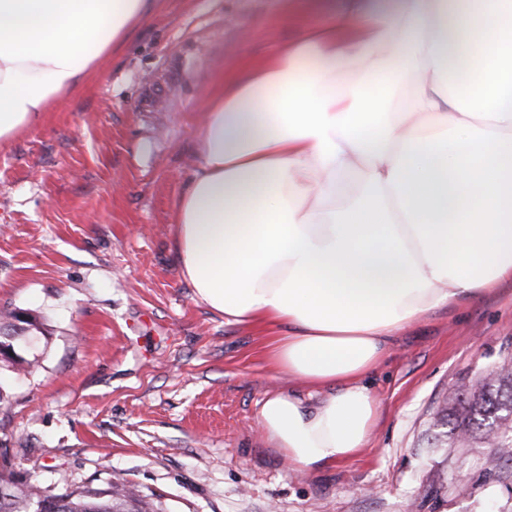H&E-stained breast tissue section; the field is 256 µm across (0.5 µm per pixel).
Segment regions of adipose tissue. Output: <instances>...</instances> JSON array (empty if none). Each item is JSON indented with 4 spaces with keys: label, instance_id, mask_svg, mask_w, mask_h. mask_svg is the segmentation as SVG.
<instances>
[{
    "label": "adipose tissue",
    "instance_id": "obj_1",
    "mask_svg": "<svg viewBox=\"0 0 512 512\" xmlns=\"http://www.w3.org/2000/svg\"><path fill=\"white\" fill-rule=\"evenodd\" d=\"M158 0H0V145L80 91ZM297 40L209 95L174 207L182 278L266 323L272 447H366V380L426 314L512 279V0H306ZM470 78L449 81V67Z\"/></svg>",
    "mask_w": 512,
    "mask_h": 512
}]
</instances>
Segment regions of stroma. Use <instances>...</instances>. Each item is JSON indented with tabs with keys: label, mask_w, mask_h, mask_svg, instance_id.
<instances>
[{
	"label": "stroma",
	"mask_w": 512,
	"mask_h": 512,
	"mask_svg": "<svg viewBox=\"0 0 512 512\" xmlns=\"http://www.w3.org/2000/svg\"><path fill=\"white\" fill-rule=\"evenodd\" d=\"M278 0H162L78 93L0 146V312L40 326L0 367V460L41 487L126 483L163 512H512V461L438 419L512 369V281L402 330L371 375L376 428L314 475L262 434L288 378L263 324L228 325L183 280L174 203L217 79L298 34ZM474 487L462 491L457 475Z\"/></svg>",
	"instance_id": "35a3bbf8"
}]
</instances>
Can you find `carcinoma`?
<instances>
[{
  "label": "carcinoma",
  "mask_w": 512,
  "mask_h": 512,
  "mask_svg": "<svg viewBox=\"0 0 512 512\" xmlns=\"http://www.w3.org/2000/svg\"><path fill=\"white\" fill-rule=\"evenodd\" d=\"M512 415V372L492 370L477 386L461 394L451 411L442 415L447 434L463 439H491L504 452L486 459L494 469L512 456V429L504 428ZM0 512H161L153 496L124 484L108 482L104 488L66 487L55 493L20 481L13 472L0 469Z\"/></svg>",
  "instance_id": "cac0c4a2"
}]
</instances>
